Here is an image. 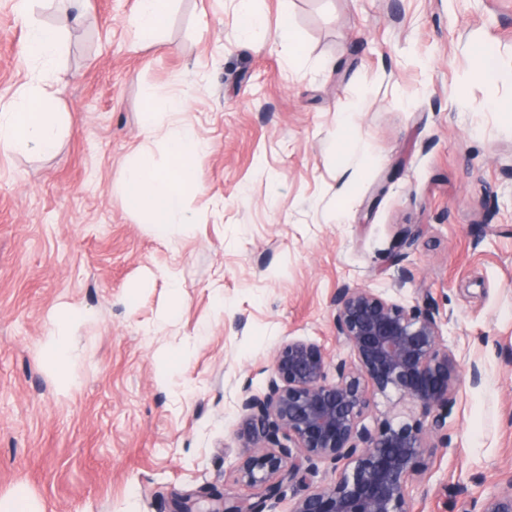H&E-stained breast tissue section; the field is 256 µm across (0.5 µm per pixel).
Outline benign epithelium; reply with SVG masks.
Segmentation results:
<instances>
[{
	"mask_svg": "<svg viewBox=\"0 0 512 512\" xmlns=\"http://www.w3.org/2000/svg\"><path fill=\"white\" fill-rule=\"evenodd\" d=\"M333 303L336 337L352 354L336 363V378L320 345L290 338L276 351L265 391L246 385L238 400L235 438L249 452L239 456L237 472L260 489L257 500L202 487L176 497L175 512H265L286 484L306 481L320 464L336 479L295 512H410L409 487L436 450L432 437L448 429L456 358L430 308L349 285ZM389 391L421 419L363 425L376 394ZM482 512H512V475Z\"/></svg>",
	"mask_w": 512,
	"mask_h": 512,
	"instance_id": "obj_1",
	"label": "benign epithelium"
}]
</instances>
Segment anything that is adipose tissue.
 I'll use <instances>...</instances> for the list:
<instances>
[{
	"mask_svg": "<svg viewBox=\"0 0 512 512\" xmlns=\"http://www.w3.org/2000/svg\"><path fill=\"white\" fill-rule=\"evenodd\" d=\"M173 0H138L129 24L138 40L150 41L163 29ZM46 90L28 93L20 106L0 105V151L35 149L53 152L63 134L60 113L51 110ZM167 162L159 164L151 152L136 151L122 172L121 190L126 208L145 214L159 235L173 224L193 223L191 198L200 188L198 163L209 150L193 127L175 124L166 133ZM82 311L64 308L53 317L54 330L45 341L46 360L59 380H66L79 354L76 331Z\"/></svg>",
	"mask_w": 512,
	"mask_h": 512,
	"instance_id": "ef3b65f1",
	"label": "adipose tissue"
}]
</instances>
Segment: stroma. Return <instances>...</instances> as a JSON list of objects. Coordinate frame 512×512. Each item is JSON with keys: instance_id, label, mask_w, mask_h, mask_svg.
<instances>
[{"instance_id": "35a3bbf8", "label": "stroma", "mask_w": 512, "mask_h": 512, "mask_svg": "<svg viewBox=\"0 0 512 512\" xmlns=\"http://www.w3.org/2000/svg\"><path fill=\"white\" fill-rule=\"evenodd\" d=\"M136 0H0V97L50 86L57 149L0 152V495L41 512H171L236 472L244 384L262 390L288 338L336 341L345 285L433 309L458 362L448 431L412 512H479L512 475V0H176L157 42ZM297 49L275 42L282 20ZM61 29L25 60L28 27ZM491 56L499 79L484 76ZM210 149L197 223L159 238L122 199L146 92ZM414 245L399 247L407 230ZM179 274L175 317L165 271ZM87 311L59 382L43 347ZM189 353L179 363V350Z\"/></svg>"}]
</instances>
